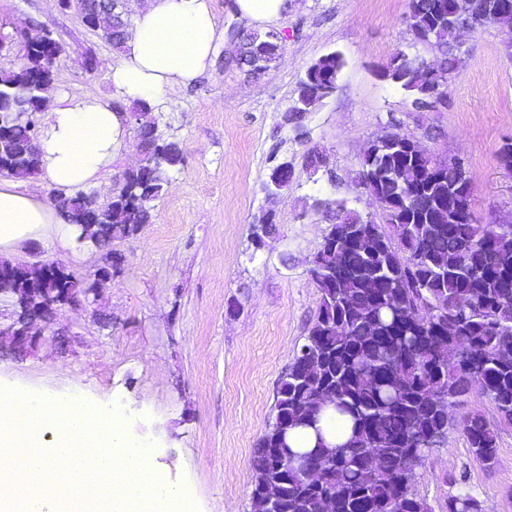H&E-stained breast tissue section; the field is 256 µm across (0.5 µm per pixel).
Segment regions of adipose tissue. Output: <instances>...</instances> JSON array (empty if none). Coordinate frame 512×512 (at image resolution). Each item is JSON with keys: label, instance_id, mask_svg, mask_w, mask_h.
<instances>
[{"label": "adipose tissue", "instance_id": "ef3b65f1", "mask_svg": "<svg viewBox=\"0 0 512 512\" xmlns=\"http://www.w3.org/2000/svg\"><path fill=\"white\" fill-rule=\"evenodd\" d=\"M220 39L211 0H148L138 9L123 50L110 68L114 89L125 102L148 101L195 81L210 66ZM128 138L123 112L96 97L54 98L46 108L39 141L41 168L30 189L0 179V251L35 238L48 225L65 229L40 195L49 183L73 195L100 185L102 173ZM348 425L324 409L317 429L288 434L294 449H311L317 436L344 442Z\"/></svg>", "mask_w": 512, "mask_h": 512}]
</instances>
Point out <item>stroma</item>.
<instances>
[{"instance_id": "35a3bbf8", "label": "stroma", "mask_w": 512, "mask_h": 512, "mask_svg": "<svg viewBox=\"0 0 512 512\" xmlns=\"http://www.w3.org/2000/svg\"><path fill=\"white\" fill-rule=\"evenodd\" d=\"M407 5L288 0L277 24L288 36L271 70L252 77L225 61L223 39L203 76L152 100V119L184 155L152 222L104 252L51 229L10 254L16 264L61 263L89 285L108 261L112 279L95 305L58 309L33 353L0 356V384L118 410L152 471L197 512H252L249 461L272 420L277 382L318 312L311 262L341 211L380 217L359 180L371 140L396 131L460 157L473 180L475 215L512 210V173L498 159L512 141V29L488 26L474 35L447 111L413 112L407 92L379 77L392 54L422 52L405 22ZM37 26L65 47L55 94L116 102L107 74L118 55L83 25L77 8L0 0V32ZM334 51L345 59L334 94L285 123L308 66ZM316 151L326 154V166H311ZM283 157L293 178L271 200L262 187ZM141 158L137 135H129L93 190L98 202L110 200ZM268 210L274 226L259 247L253 222ZM470 412L497 432L494 466L476 461L454 428L413 487L433 512H446L460 490L486 512H512V422L477 388L455 414Z\"/></svg>"}]
</instances>
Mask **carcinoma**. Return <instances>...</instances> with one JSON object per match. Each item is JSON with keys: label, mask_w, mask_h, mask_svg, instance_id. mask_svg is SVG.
<instances>
[{"label": "carcinoma", "mask_w": 512, "mask_h": 512, "mask_svg": "<svg viewBox=\"0 0 512 512\" xmlns=\"http://www.w3.org/2000/svg\"><path fill=\"white\" fill-rule=\"evenodd\" d=\"M86 27L102 31L120 48L127 21L123 0L101 11L95 0H84ZM455 0H408L413 27L434 32L448 69L458 70L453 52L454 32L439 24ZM241 43L248 72L268 69L282 49V40L267 33L246 32ZM64 48L26 52L18 69L0 71V170L28 179L40 171L35 125L45 89L54 85L57 57ZM342 56L331 53L312 64L298 87L299 106L284 121L300 118L310 101L333 87ZM148 163L125 173L120 189L102 206L91 194L54 195V206L68 224L83 227L84 241L104 245L132 237L152 218L154 202L166 191L169 170L181 163V148L163 139L149 121L136 129ZM432 157L404 151L383 156L396 178L382 184L390 212L387 233L379 224H365L347 213L345 223L333 224L313 260L312 280L320 305L305 343L281 376L275 416L260 437L249 465L253 472L252 508L270 485L280 496L268 512H319L320 499L336 501L335 512H432L413 489L414 470L432 448L445 440L453 409L464 403L474 385L512 421V225L479 224L476 218L428 224L424 204H399L404 173L426 168ZM457 184L453 168L430 189V197L448 194ZM347 223H360L365 241L342 266L330 247ZM495 239L494 252L485 241ZM473 271L462 281L454 273L460 257ZM4 296L16 301L12 288H47L56 297L64 288L73 294L81 280L67 275L56 280L42 267L20 271L12 282L0 283ZM475 292L476 303L458 307L459 297ZM457 321L459 335L432 347L434 327L444 317ZM334 395L332 409L350 424L348 439L325 452L315 429L317 447L310 453L326 459L323 482L313 486L287 468L273 449L288 431L317 424L319 394ZM461 431L475 458L485 467L497 457V435L485 418L470 413ZM378 459L379 471L369 465ZM446 512H485L480 500L460 491L448 496Z\"/></svg>", "instance_id": "1"}]
</instances>
